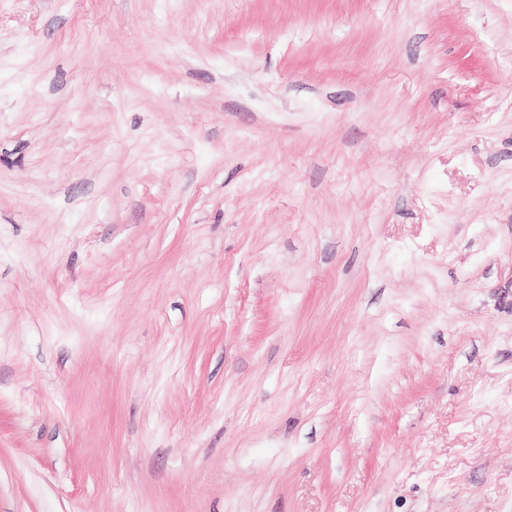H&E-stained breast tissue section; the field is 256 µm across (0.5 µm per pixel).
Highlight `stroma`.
Returning <instances> with one entry per match:
<instances>
[{"label":"stroma","mask_w":512,"mask_h":512,"mask_svg":"<svg viewBox=\"0 0 512 512\" xmlns=\"http://www.w3.org/2000/svg\"><path fill=\"white\" fill-rule=\"evenodd\" d=\"M0 512H512V0H0Z\"/></svg>","instance_id":"stroma-1"}]
</instances>
